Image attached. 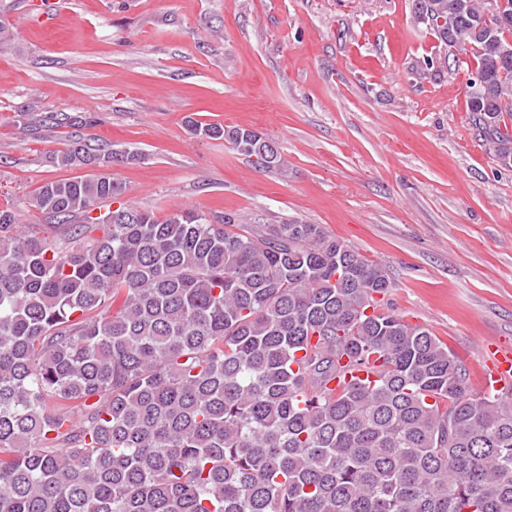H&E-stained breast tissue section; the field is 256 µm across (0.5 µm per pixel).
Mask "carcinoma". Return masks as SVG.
<instances>
[{
	"mask_svg": "<svg viewBox=\"0 0 512 512\" xmlns=\"http://www.w3.org/2000/svg\"><path fill=\"white\" fill-rule=\"evenodd\" d=\"M492 2L409 5L470 46L469 119L508 167L512 0ZM34 112L22 130L83 125ZM240 131L191 124L239 152ZM140 158L81 138L56 154L102 169L35 189L57 241L0 210V512H512V401L471 394L384 302V267L319 224L160 220L110 172Z\"/></svg>",
	"mask_w": 512,
	"mask_h": 512,
	"instance_id": "cac0c4a2",
	"label": "carcinoma"
}]
</instances>
